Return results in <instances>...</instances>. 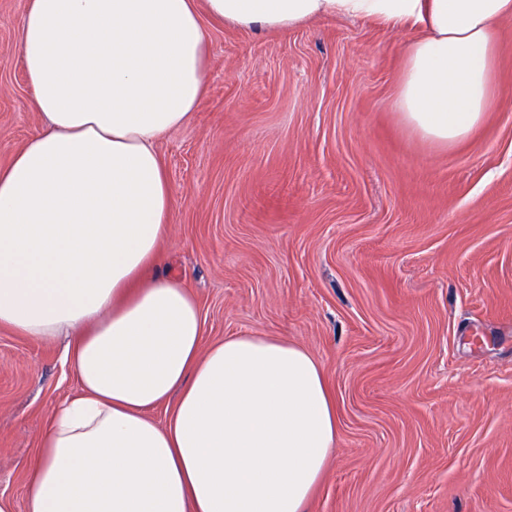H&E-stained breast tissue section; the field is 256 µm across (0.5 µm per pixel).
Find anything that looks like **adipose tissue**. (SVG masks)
I'll return each mask as SVG.
<instances>
[{
    "mask_svg": "<svg viewBox=\"0 0 512 512\" xmlns=\"http://www.w3.org/2000/svg\"><path fill=\"white\" fill-rule=\"evenodd\" d=\"M207 17L419 27L395 106L438 147L503 96L512 0H28L18 47L44 129L0 169V327L65 337L80 392L46 423L25 512H307L336 446L311 352L255 335L203 347L196 299L155 271L172 206L156 144L205 93Z\"/></svg>",
    "mask_w": 512,
    "mask_h": 512,
    "instance_id": "adipose-tissue-1",
    "label": "adipose tissue"
}]
</instances>
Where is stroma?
Segmentation results:
<instances>
[{"label":"stroma","instance_id":"obj_1","mask_svg":"<svg viewBox=\"0 0 512 512\" xmlns=\"http://www.w3.org/2000/svg\"><path fill=\"white\" fill-rule=\"evenodd\" d=\"M26 6L0 0L1 167L44 128ZM206 28V93L156 145L173 193L159 270L196 298L203 345L270 336L318 360L339 427L310 512H512V19L506 96L448 149L395 108L419 28ZM63 346L0 328L15 512L53 407L79 390Z\"/></svg>","mask_w":512,"mask_h":512}]
</instances>
